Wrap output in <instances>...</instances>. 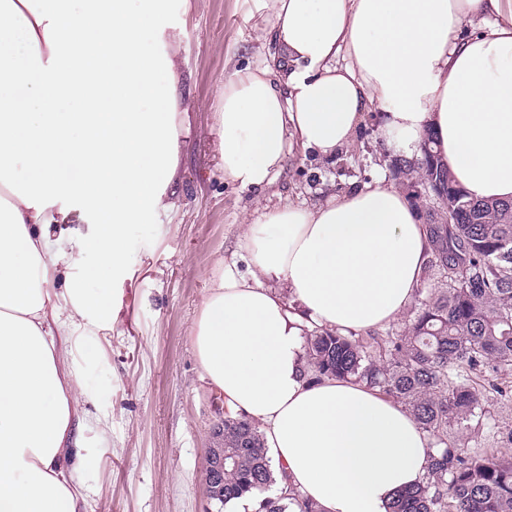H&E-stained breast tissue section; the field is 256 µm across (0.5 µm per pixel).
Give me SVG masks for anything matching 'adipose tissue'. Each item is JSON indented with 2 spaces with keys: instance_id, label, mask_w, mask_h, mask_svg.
Returning <instances> with one entry per match:
<instances>
[{
  "instance_id": "1",
  "label": "adipose tissue",
  "mask_w": 512,
  "mask_h": 512,
  "mask_svg": "<svg viewBox=\"0 0 512 512\" xmlns=\"http://www.w3.org/2000/svg\"><path fill=\"white\" fill-rule=\"evenodd\" d=\"M170 2L0 0V512H86L83 431L104 440L111 422L87 411L74 350L110 328L113 302L83 281L121 279L128 225L172 208L179 115L196 106L176 79ZM253 2L267 55L221 92L226 179L265 188L295 146L332 158L375 105L392 155L418 156L434 133L470 196L512 200V0ZM74 213L100 223L96 267L69 247ZM243 227L247 267L217 260L192 329L204 377L260 422L277 487L321 512H386L422 481L430 439L379 389L309 381L303 336L405 311L429 259L417 209L367 185Z\"/></svg>"
}]
</instances>
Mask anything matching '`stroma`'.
<instances>
[{"label":"stroma","instance_id":"stroma-1","mask_svg":"<svg viewBox=\"0 0 512 512\" xmlns=\"http://www.w3.org/2000/svg\"><path fill=\"white\" fill-rule=\"evenodd\" d=\"M180 24L179 87L198 104L184 116L191 128L182 140L179 181L172 209L127 230V276L108 283L88 278L95 293L108 288L117 305L111 329L89 338L84 382L112 432L98 441L96 465L83 476L87 512H218L209 503L203 463L221 394L202 378L192 327L201 313L218 259L240 260L239 225L257 204L313 203L341 195L376 177L400 190L428 221L432 199L415 192L391 168L380 138L378 109L367 112L350 147L331 159L293 149L283 172L256 193L230 183L219 167L215 131L223 102L219 90L235 69L262 57L258 18L250 0H190ZM483 425L458 432L473 452L512 454V370L493 376Z\"/></svg>","mask_w":512,"mask_h":512}]
</instances>
